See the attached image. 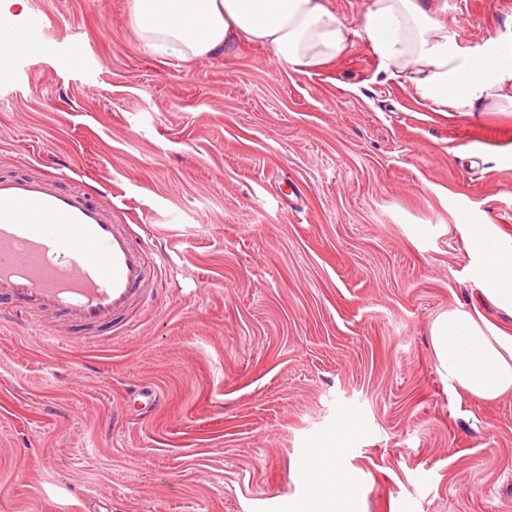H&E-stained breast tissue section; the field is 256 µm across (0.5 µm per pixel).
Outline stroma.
Returning <instances> with one entry per match:
<instances>
[{"label":"stroma","mask_w":512,"mask_h":512,"mask_svg":"<svg viewBox=\"0 0 512 512\" xmlns=\"http://www.w3.org/2000/svg\"><path fill=\"white\" fill-rule=\"evenodd\" d=\"M130 4L28 0L47 30L0 79V176L107 181L161 265L111 339L0 324V512H304L299 464L346 419L363 512H512V392L451 390L429 336L451 309L512 334L463 230L512 239V79L457 112L359 38L304 72L249 43L185 61ZM427 10L512 42V0Z\"/></svg>","instance_id":"obj_1"}]
</instances>
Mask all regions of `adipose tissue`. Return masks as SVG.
<instances>
[{"instance_id": "1", "label": "adipose tissue", "mask_w": 512, "mask_h": 512, "mask_svg": "<svg viewBox=\"0 0 512 512\" xmlns=\"http://www.w3.org/2000/svg\"><path fill=\"white\" fill-rule=\"evenodd\" d=\"M131 20L142 46L206 59L239 42L268 47L287 69L300 72L340 56L351 36L367 40L384 72L407 75L422 99L459 112L495 96L512 62V43L490 40L484 67L463 47L454 27L433 21L423 0H371L355 27H347L326 0H132ZM468 248L480 263L478 287L512 315V241L489 225L467 227ZM431 336L440 373L472 396L494 400L512 391V336L471 313L452 309L433 322ZM340 443L308 452L301 465L312 501L344 496L346 512H359L358 491L339 468Z\"/></svg>"}]
</instances>
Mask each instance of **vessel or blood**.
I'll list each match as a JSON object with an SVG mask.
<instances>
[{
	"mask_svg": "<svg viewBox=\"0 0 512 512\" xmlns=\"http://www.w3.org/2000/svg\"><path fill=\"white\" fill-rule=\"evenodd\" d=\"M8 26L29 44L43 21L29 15ZM155 274L127 226L113 223L111 205L60 191L49 177H0V316L44 335L53 329L41 312L87 334L123 327Z\"/></svg>",
	"mask_w": 512,
	"mask_h": 512,
	"instance_id": "1",
	"label": "vessel or blood"
}]
</instances>
